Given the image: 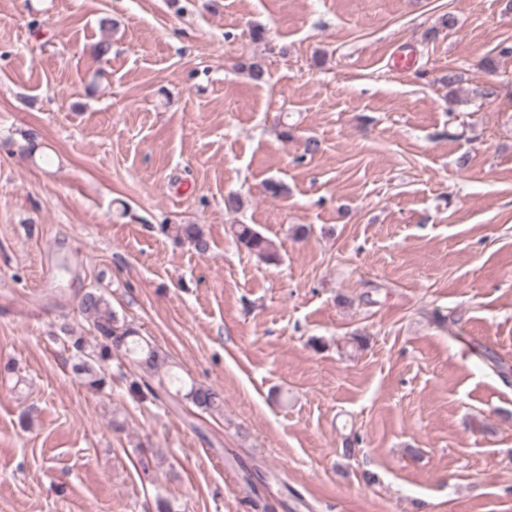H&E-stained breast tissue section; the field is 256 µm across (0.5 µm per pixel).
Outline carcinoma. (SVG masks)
<instances>
[{"mask_svg":"<svg viewBox=\"0 0 512 512\" xmlns=\"http://www.w3.org/2000/svg\"><path fill=\"white\" fill-rule=\"evenodd\" d=\"M164 234L184 242L200 253L209 249L206 231L201 224H164ZM238 246L265 263H275L279 255L275 243L251 224L234 225ZM78 307L95 344L87 345L83 336L67 337L73 351V371L85 386L99 394L112 390V362L128 361L140 370L127 383V393L139 402L156 401L160 392L174 393L191 402L203 413L223 408L224 395L214 387L186 381L177 372V364L156 345L141 336L133 324L119 317L109 299L90 289L80 298Z\"/></svg>","mask_w":512,"mask_h":512,"instance_id":"1","label":"carcinoma"}]
</instances>
